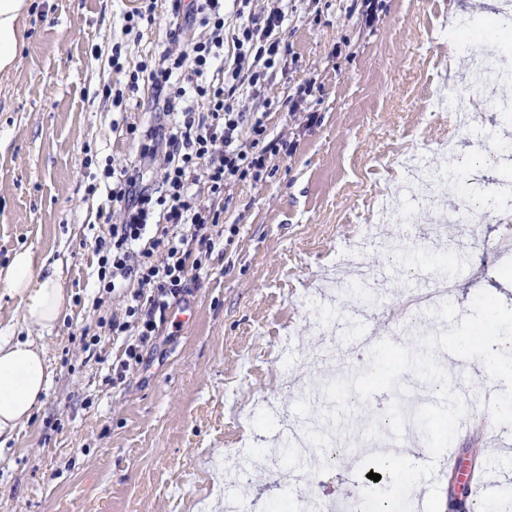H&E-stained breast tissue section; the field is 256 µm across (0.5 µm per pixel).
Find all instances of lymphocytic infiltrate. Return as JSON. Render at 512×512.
<instances>
[{
    "label": "lymphocytic infiltrate",
    "instance_id": "1",
    "mask_svg": "<svg viewBox=\"0 0 512 512\" xmlns=\"http://www.w3.org/2000/svg\"><path fill=\"white\" fill-rule=\"evenodd\" d=\"M171 2L169 47L138 62L125 86L112 91L119 107L148 85L168 117L164 127L126 129L139 137L142 163H159V185L145 184L140 165L107 167L116 217L109 238L95 243L109 288L137 284L133 303L111 321L113 335L137 332L138 344L126 349L132 363L140 360V345L156 338L157 314L212 254L221 216L214 200L247 177H259L277 149L263 116L247 111L245 102L265 89L283 48L288 0H234L229 18L224 0ZM191 91L207 98V111L188 107ZM199 182L207 184L210 201L192 192Z\"/></svg>",
    "mask_w": 512,
    "mask_h": 512
}]
</instances>
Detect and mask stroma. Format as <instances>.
<instances>
[{
	"instance_id": "stroma-1",
	"label": "stroma",
	"mask_w": 512,
	"mask_h": 512,
	"mask_svg": "<svg viewBox=\"0 0 512 512\" xmlns=\"http://www.w3.org/2000/svg\"><path fill=\"white\" fill-rule=\"evenodd\" d=\"M495 0H291L288 45L272 71L269 97L300 99L301 110L268 108L271 138L287 150L272 155L260 180L230 190L221 220L238 233L216 248L204 269L190 273L186 291L166 312L153 343L124 383L112 375L128 336L113 337L118 298L100 286L94 254L108 236L112 204L107 162L138 159L128 125L154 123L155 104L140 91L113 107L103 89L128 80L146 55L168 46V0L154 25L127 34L121 11L136 0H35L25 43L12 71L0 74V267L30 250L56 264L70 307L42 343L51 376L41 405L10 440L0 442V512H198L214 497L238 494L266 505L298 497L353 498L366 486L376 454L351 448L327 473L318 451L294 468L270 473L253 437L281 448L284 438L268 406L316 430L330 404L319 355L340 348L355 328V311L341 292L323 302L337 252L358 240L378 197L390 205L376 243L360 263L381 277L380 299L401 306L412 281L405 272L443 271L455 284L452 302L467 316L482 291L512 308V253L496 248L511 224L493 218L453 240H425L408 211L429 197L426 183L395 190L394 160L412 157L431 172L484 170L470 142L492 113L473 107L467 127L451 113L424 112L426 91H447L449 73L470 91L476 44L449 56L444 35L458 20L490 14ZM376 19L364 24L367 7ZM123 72L113 71V45ZM456 138L451 156L440 145ZM386 391L355 405L343 434L372 428L394 412ZM512 427L484 415L480 429L457 434L451 447L473 458V499L500 504L512 468V447L491 440ZM314 470L311 484L302 476Z\"/></svg>"
}]
</instances>
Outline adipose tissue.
Wrapping results in <instances>:
<instances>
[{"instance_id": "ef3b65f1", "label": "adipose tissue", "mask_w": 512, "mask_h": 512, "mask_svg": "<svg viewBox=\"0 0 512 512\" xmlns=\"http://www.w3.org/2000/svg\"><path fill=\"white\" fill-rule=\"evenodd\" d=\"M32 0H0V72L10 71L24 43L23 20ZM0 286L23 303L26 338L0 336V438H11L31 417L46 393L50 372L41 338L68 306L60 272L33 253L14 252Z\"/></svg>"}]
</instances>
